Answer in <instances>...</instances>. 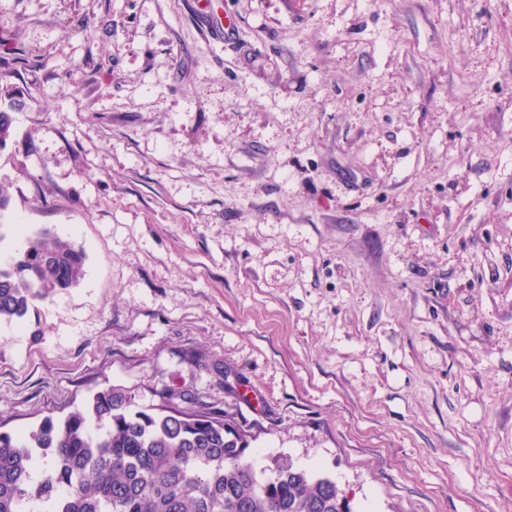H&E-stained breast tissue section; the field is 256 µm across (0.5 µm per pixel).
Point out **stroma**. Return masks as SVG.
Segmentation results:
<instances>
[{"label": "stroma", "mask_w": 512, "mask_h": 512, "mask_svg": "<svg viewBox=\"0 0 512 512\" xmlns=\"http://www.w3.org/2000/svg\"><path fill=\"white\" fill-rule=\"evenodd\" d=\"M0 431L199 400L352 512H512V0H0ZM85 253L44 229L0 261V322L24 318L35 302L72 288L83 276Z\"/></svg>", "instance_id": "35a3bbf8"}]
</instances>
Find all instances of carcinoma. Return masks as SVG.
<instances>
[{"label": "carcinoma", "mask_w": 512, "mask_h": 512, "mask_svg": "<svg viewBox=\"0 0 512 512\" xmlns=\"http://www.w3.org/2000/svg\"><path fill=\"white\" fill-rule=\"evenodd\" d=\"M85 253L44 229L0 261V322L72 288ZM165 396L158 413L109 387L62 419L0 432V512H351L336 482L287 462L268 474L221 416L192 417Z\"/></svg>", "instance_id": "1"}]
</instances>
